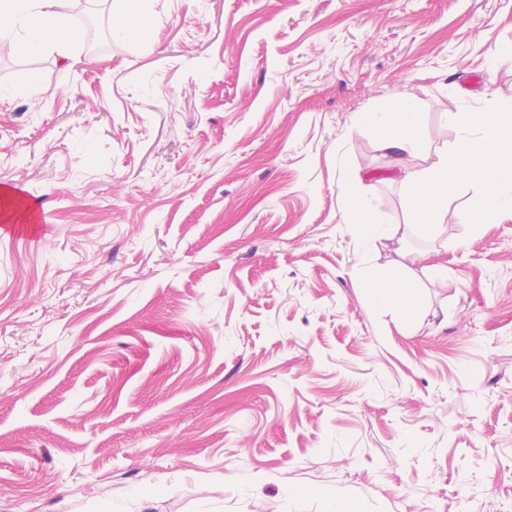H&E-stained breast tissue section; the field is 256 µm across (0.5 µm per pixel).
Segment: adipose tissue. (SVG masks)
I'll return each mask as SVG.
<instances>
[{
  "label": "adipose tissue",
  "mask_w": 512,
  "mask_h": 512,
  "mask_svg": "<svg viewBox=\"0 0 512 512\" xmlns=\"http://www.w3.org/2000/svg\"><path fill=\"white\" fill-rule=\"evenodd\" d=\"M71 5L72 0H0V47L34 52L68 49L77 39L70 23ZM359 120L387 128L381 147L391 154L410 160L427 152L426 143L416 133L417 114L411 105L395 110L384 103L377 111L361 113ZM448 122L458 130L449 152L425 170L400 169L409 189L412 224H380L357 207L345 212V221L355 234L383 245L396 244L398 261L372 269L365 278V293L374 304L392 307L405 321L413 315L411 295L416 291L406 272L417 267L436 278L442 275L430 253L406 248L411 226H436L439 214L465 184L478 187L479 194L468 207L458 210L459 223L496 224L504 215H512V100L495 102L489 110L449 113Z\"/></svg>",
  "instance_id": "1"
}]
</instances>
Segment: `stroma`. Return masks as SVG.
<instances>
[{
	"label": "stroma",
	"instance_id": "1",
	"mask_svg": "<svg viewBox=\"0 0 512 512\" xmlns=\"http://www.w3.org/2000/svg\"><path fill=\"white\" fill-rule=\"evenodd\" d=\"M99 43L0 51V512H512V218L448 202L410 322L344 182L410 220L357 121L512 99V0H87ZM41 94L30 101V78Z\"/></svg>",
	"mask_w": 512,
	"mask_h": 512
}]
</instances>
